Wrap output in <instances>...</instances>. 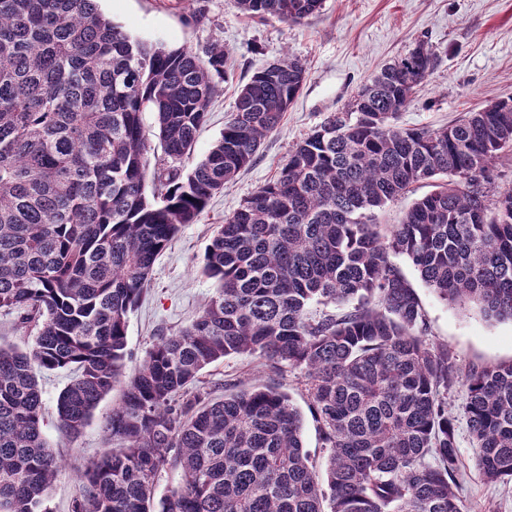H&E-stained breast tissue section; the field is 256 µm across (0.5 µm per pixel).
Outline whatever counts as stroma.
<instances>
[{
  "label": "stroma",
  "mask_w": 512,
  "mask_h": 512,
  "mask_svg": "<svg viewBox=\"0 0 512 512\" xmlns=\"http://www.w3.org/2000/svg\"><path fill=\"white\" fill-rule=\"evenodd\" d=\"M101 11L135 39L168 47L186 46L204 52L223 42L230 55L223 93L212 104L194 151L184 162L192 167L210 150L235 110L239 90L260 68L284 55L307 68V82L285 112L277 130L263 141L253 162L215 195L195 223L184 225L157 260L148 289L130 313L125 374H132L159 336L187 326L214 293L215 285L201 268L206 248L225 216L239 209L259 186L272 180L289 150L331 114L344 111L357 88L375 71L425 41L437 57L433 73L401 112L403 127L441 128L491 101L512 95V0H325L321 12L299 25L278 18H248L236 0H100ZM416 289L433 341L447 344L463 368H481L512 361V321L490 320L472 305H452L427 288L404 256L394 258ZM208 386L225 381L240 387L282 383L303 410V440L317 464L316 424L308 415V399L298 372L277 378L260 360L226 358L203 373ZM68 372H51L41 381L44 430L65 469L52 485L50 512H69L79 487L72 466L96 456L106 441L104 426L120 399L113 390L95 409L82 434L73 437L57 426L56 398ZM465 389L456 386L448 407L456 418L461 455L459 479L464 512H512V486L486 483L476 467L466 420Z\"/></svg>",
  "instance_id": "1"
}]
</instances>
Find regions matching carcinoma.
Instances as JSON below:
<instances>
[{
    "label": "carcinoma",
    "instance_id": "1",
    "mask_svg": "<svg viewBox=\"0 0 512 512\" xmlns=\"http://www.w3.org/2000/svg\"><path fill=\"white\" fill-rule=\"evenodd\" d=\"M323 2L237 5L298 24ZM227 60L219 41L201 55L134 39L98 0H0V311L39 321L26 350L0 345V512H49L62 462L39 376L62 369L56 414L74 436L121 387L105 425L115 447L73 467L71 512H463L448 392L466 389L484 479L512 482V362L461 370L392 256L440 299L512 320V187L494 167L512 148V95L446 127L397 126L436 66L423 41L224 218L203 264L215 293L122 380L158 256L252 162L308 76L291 57L257 70L186 170ZM145 112L170 159L153 171ZM423 180L434 190L400 223L378 220ZM226 357L299 371L325 468L287 391L211 397L203 371ZM167 469L179 478L158 499Z\"/></svg>",
    "mask_w": 512,
    "mask_h": 512
}]
</instances>
